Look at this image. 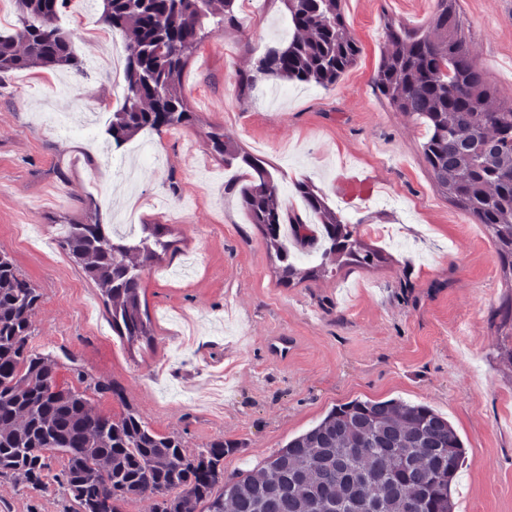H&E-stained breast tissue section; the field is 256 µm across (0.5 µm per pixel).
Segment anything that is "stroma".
<instances>
[{
	"label": "stroma",
	"mask_w": 512,
	"mask_h": 512,
	"mask_svg": "<svg viewBox=\"0 0 512 512\" xmlns=\"http://www.w3.org/2000/svg\"><path fill=\"white\" fill-rule=\"evenodd\" d=\"M362 53L336 86L238 76L287 35L279 0L207 38L183 73L195 120L115 147L107 133L125 92L120 31L99 7L66 0L59 24L82 71L33 68L0 76V253L42 293L29 343L57 363L59 382L84 390L96 411L139 410L158 433L194 454L237 442L225 475L257 469L288 440L344 403L402 400L447 417L464 446L452 489L466 512H512V301L487 230L439 190L422 153L425 130L375 91L388 26L426 30L435 0H343ZM473 59L498 104L512 105V0H459ZM223 129L265 162L289 213L294 184L378 249L382 262L346 264L285 281L239 196L241 172L207 141ZM382 189L352 206L336 192L341 165ZM98 213L105 224H165L173 246L142 274L152 342L117 336L100 288L61 247L67 225ZM273 336L294 341L275 358ZM117 383L126 403L95 383ZM53 455L39 488L0 478V512H68Z\"/></svg>",
	"instance_id": "1"
}]
</instances>
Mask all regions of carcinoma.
<instances>
[{
	"instance_id": "1",
	"label": "carcinoma",
	"mask_w": 512,
	"mask_h": 512,
	"mask_svg": "<svg viewBox=\"0 0 512 512\" xmlns=\"http://www.w3.org/2000/svg\"><path fill=\"white\" fill-rule=\"evenodd\" d=\"M65 0H14L17 25L0 31V74L75 69L82 60L57 24ZM291 38L271 49L256 72L281 81L336 84L359 48L342 0H281ZM426 32L387 28L389 50L372 83L397 111L425 126L422 151L437 185L484 225L503 268L512 273V107L493 93L474 64L458 0H436ZM236 0H101V20L135 45L127 57L125 96L108 135L119 147L143 130L160 133L194 121L183 95L189 56L209 35L236 22ZM212 152L244 169L240 201L282 263L283 276L324 269L296 267L281 238L291 225L297 243L323 239L338 263L371 265L368 248L307 182L294 183L321 235L278 205L279 188L265 163L214 128ZM130 239L97 215L69 225L62 243L93 282L103 287L112 331L130 343L152 340L140 307L142 272L171 246L164 224L141 225ZM41 294L14 261L0 254V477L36 487L50 470L49 452L67 459L61 484L74 512H121L128 499L146 498L151 512H345L352 484L364 491L361 512H454L452 485L464 462L462 441L446 417L428 406L397 400L351 401L292 438L256 470L224 480V455L238 444L216 440L188 455L174 434L152 430L128 407L118 418L93 410L85 394L57 381L49 355L29 347L31 318ZM373 437L378 447L357 455L353 443Z\"/></svg>"
}]
</instances>
